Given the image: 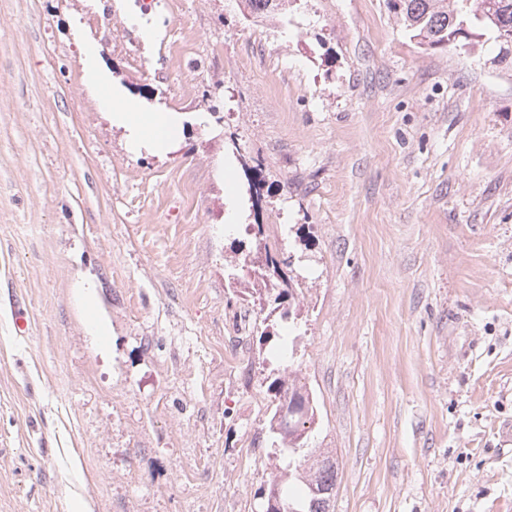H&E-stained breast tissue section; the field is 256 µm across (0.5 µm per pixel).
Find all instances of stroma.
Returning <instances> with one entry per match:
<instances>
[{"label": "stroma", "mask_w": 512, "mask_h": 512, "mask_svg": "<svg viewBox=\"0 0 512 512\" xmlns=\"http://www.w3.org/2000/svg\"><path fill=\"white\" fill-rule=\"evenodd\" d=\"M496 53L421 46L387 0H0V512H260L287 365L331 512H512ZM117 97L179 116L164 151H131ZM256 220L293 324L228 286Z\"/></svg>", "instance_id": "stroma-1"}]
</instances>
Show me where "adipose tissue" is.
Returning a JSON list of instances; mask_svg holds the SVG:
<instances>
[{
  "label": "adipose tissue",
  "mask_w": 512,
  "mask_h": 512,
  "mask_svg": "<svg viewBox=\"0 0 512 512\" xmlns=\"http://www.w3.org/2000/svg\"><path fill=\"white\" fill-rule=\"evenodd\" d=\"M112 118L127 131L134 147L161 150L172 136L173 128L163 112L141 111L131 99H118L112 103Z\"/></svg>",
  "instance_id": "adipose-tissue-1"
}]
</instances>
